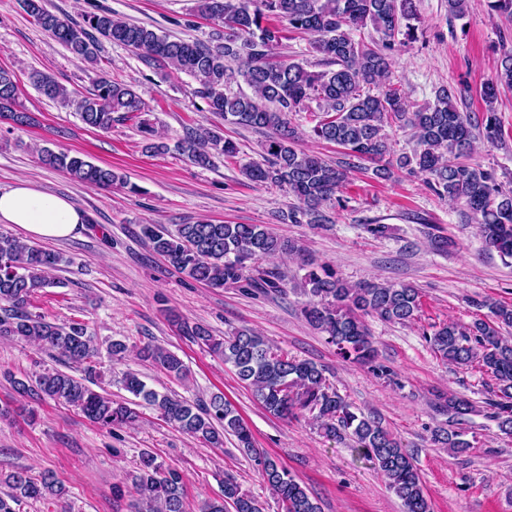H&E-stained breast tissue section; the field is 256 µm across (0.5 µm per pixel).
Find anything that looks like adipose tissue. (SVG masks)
<instances>
[{
	"label": "adipose tissue",
	"instance_id": "obj_1",
	"mask_svg": "<svg viewBox=\"0 0 512 512\" xmlns=\"http://www.w3.org/2000/svg\"><path fill=\"white\" fill-rule=\"evenodd\" d=\"M84 222V213L67 198L42 190L30 181L21 179L0 191V224L17 225L31 238L64 239Z\"/></svg>",
	"mask_w": 512,
	"mask_h": 512
}]
</instances>
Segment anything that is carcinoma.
<instances>
[{
    "instance_id": "carcinoma-1",
    "label": "carcinoma",
    "mask_w": 512,
    "mask_h": 512,
    "mask_svg": "<svg viewBox=\"0 0 512 512\" xmlns=\"http://www.w3.org/2000/svg\"><path fill=\"white\" fill-rule=\"evenodd\" d=\"M486 2L490 18L512 19V0ZM21 3L35 23L74 56L98 64L101 36L131 49L148 67L171 68L191 77L192 94L224 121L265 131L262 160L245 163L240 171L250 182L278 186L296 198L297 205L279 215V221L329 223L325 209L340 202L337 193L349 171L365 163L380 179L389 178L396 168H409L424 173L437 195L463 202L486 247L504 259L512 258V189L498 182L493 172L469 161L476 136L494 142L502 135L493 103L501 90L512 89V54L500 59L496 79L482 85L487 109L479 123L457 109V91L450 84L436 91L431 104L411 102L392 80L390 59L396 43L416 39L412 0H198V11L221 27L207 43L159 34L110 12H88L83 22L76 23L46 9L44 0ZM271 18L287 21L288 28L268 23ZM367 25L380 35L379 40L353 37L352 30ZM286 30L314 37L313 49L329 69L313 71L300 63L275 60ZM239 77L252 94L231 91ZM29 79L49 100L74 109L87 127L107 131L115 121L136 119L150 140L148 149L168 150L166 144L153 141L154 127L140 118L144 105L132 86L113 80L105 71L96 74L93 92L81 98L44 72L33 70ZM18 91L15 72L0 68V121L24 126L31 116L19 108ZM313 101L323 117L312 127V135L342 148L341 160L329 161L295 146L297 132L290 115L308 109ZM392 124L414 131L412 153H394L385 132ZM175 149L205 167L216 156L233 158L238 153L232 139L203 127L187 129ZM39 159L90 186L108 189L126 184L112 168L80 156L43 149ZM143 233L176 272L211 288L280 292L284 283L278 276L266 271L250 275L248 270L276 253H301L295 242L277 236L265 224L198 221L180 224L173 232L147 224ZM68 263L57 251L0 234V338L33 342L57 361L82 365L92 374L97 348L87 325L80 321L58 325L28 310L36 293L55 284L53 272ZM303 263L302 288L309 300L302 316L344 360L369 363L376 357L365 317L406 324L421 309L420 293L411 285L352 284L326 263L308 259ZM475 306L488 309L491 320L478 318L467 326L434 325L426 339L442 360L459 368L476 364L494 378L495 386L484 401L485 416L496 422L501 433L512 436V338L500 333V328L512 327V304L482 300ZM179 326L183 335L231 365L268 412L283 419L312 415L327 438L352 442L357 454L384 476L406 512H430L412 454L378 422L356 412L328 382L322 367L282 353L250 330L217 338L201 324L181 321ZM143 357L172 378H186L183 361L162 346H145ZM124 386L191 437L214 446L223 445L226 435L234 437L285 512H321L318 499L286 467L255 448L251 429L224 394L214 393L202 403L180 399L147 387L132 372L125 375ZM13 390L29 401L50 398L72 407L111 431L138 418L130 403L116 401L57 369H46L32 379H15ZM437 405L448 413L450 425L435 429L433 442L455 456L468 453L471 442L452 422L477 412L476 406L453 392L439 395ZM133 483L139 498L131 512H186L183 475L157 457L142 456ZM0 484L8 488L0 491V512H16L15 505L24 499L65 498V489L50 471L34 476L17 470L0 476ZM230 507L235 512H261L258 502L241 492L231 477L224 478L222 496L205 501L200 512H228Z\"/></svg>"
}]
</instances>
